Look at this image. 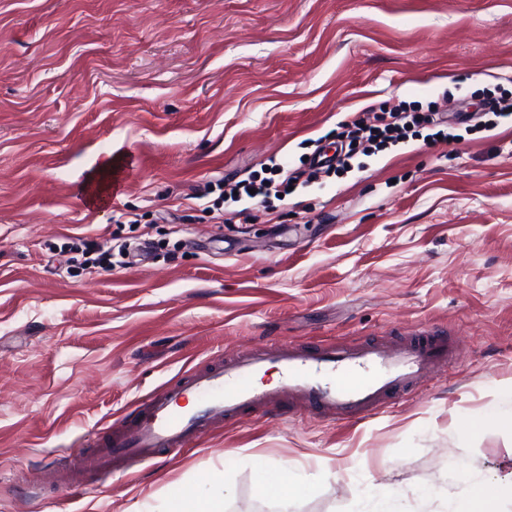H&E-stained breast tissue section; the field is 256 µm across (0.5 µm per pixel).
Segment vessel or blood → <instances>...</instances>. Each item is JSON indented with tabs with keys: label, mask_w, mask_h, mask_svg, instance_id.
Returning a JSON list of instances; mask_svg holds the SVG:
<instances>
[{
	"label": "vessel or blood",
	"mask_w": 512,
	"mask_h": 512,
	"mask_svg": "<svg viewBox=\"0 0 512 512\" xmlns=\"http://www.w3.org/2000/svg\"><path fill=\"white\" fill-rule=\"evenodd\" d=\"M450 356L447 340L438 336L391 350L369 343L319 348L283 343L255 351L221 369L190 373L153 394L127 415L107 440L106 452L86 465L105 471L117 459L186 447L221 418L272 407L285 393L337 420L365 419L384 408L391 394L420 388L447 366ZM271 362L279 366L281 385H257V376Z\"/></svg>",
	"instance_id": "vessel-or-blood-1"
}]
</instances>
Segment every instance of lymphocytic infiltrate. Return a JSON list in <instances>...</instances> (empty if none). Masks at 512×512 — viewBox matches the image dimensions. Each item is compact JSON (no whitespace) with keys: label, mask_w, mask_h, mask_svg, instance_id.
Masks as SVG:
<instances>
[{"label":"lymphocytic infiltrate","mask_w":512,"mask_h":512,"mask_svg":"<svg viewBox=\"0 0 512 512\" xmlns=\"http://www.w3.org/2000/svg\"><path fill=\"white\" fill-rule=\"evenodd\" d=\"M443 124L435 109L398 106L378 116L376 124H367L364 118L357 117L340 124L336 138L340 150L328 160H315L308 168L299 169L290 175H283L280 165H272L269 176L257 174L248 178L227 183L211 182L205 185L204 194H215L216 205L224 202L234 203L250 200L253 203H266L278 194H290L299 181H314L319 174L344 173L351 169L354 159L369 157L387 149L420 138L429 146L437 145L439 140H451L452 135L442 132Z\"/></svg>","instance_id":"1"}]
</instances>
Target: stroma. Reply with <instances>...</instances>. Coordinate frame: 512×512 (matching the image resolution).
I'll return each mask as SVG.
<instances>
[{"label":"stroma","mask_w":512,"mask_h":512,"mask_svg":"<svg viewBox=\"0 0 512 512\" xmlns=\"http://www.w3.org/2000/svg\"><path fill=\"white\" fill-rule=\"evenodd\" d=\"M504 90L512 0H0V512H180L218 485L224 512H362L370 488L455 512L481 483L512 512V125L477 127ZM402 101L463 115L457 141L245 218L194 197ZM114 147L119 189L91 203ZM77 236L147 256L74 276ZM418 336L447 338V368L370 418L286 395L181 451L84 465L191 372ZM264 468L299 493L260 494Z\"/></svg>","instance_id":"stroma-1"}]
</instances>
